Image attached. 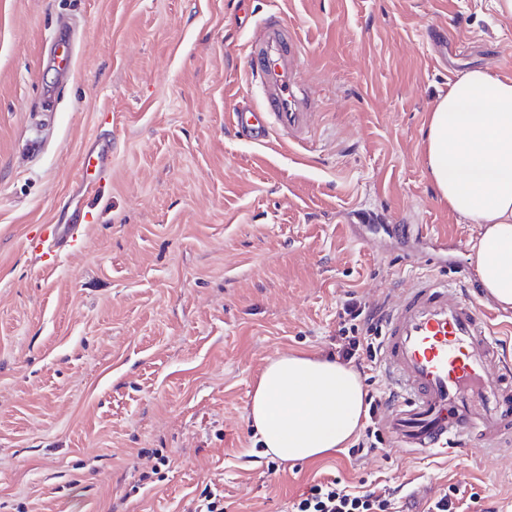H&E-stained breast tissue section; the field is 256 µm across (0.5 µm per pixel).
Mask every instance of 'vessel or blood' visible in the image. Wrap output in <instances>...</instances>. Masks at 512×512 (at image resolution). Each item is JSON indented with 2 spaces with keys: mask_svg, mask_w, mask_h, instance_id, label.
<instances>
[{
  "mask_svg": "<svg viewBox=\"0 0 512 512\" xmlns=\"http://www.w3.org/2000/svg\"><path fill=\"white\" fill-rule=\"evenodd\" d=\"M303 67L297 31L281 11L270 10L246 46L247 72L262 106L233 109L229 125L261 143L275 129L285 143L303 145L314 121ZM110 163L105 145L84 159L85 169L99 177ZM82 237V225L48 224L29 246L51 260L56 246H75ZM386 313L383 361L398 393L385 418L390 441L426 456L468 454L474 438L493 453L512 443V369L501 364L493 328L473 290L421 278Z\"/></svg>",
  "mask_w": 512,
  "mask_h": 512,
  "instance_id": "b4317fda",
  "label": "vessel or blood"
}]
</instances>
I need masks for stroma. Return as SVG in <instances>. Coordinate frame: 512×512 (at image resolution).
Instances as JSON below:
<instances>
[{"instance_id":"1","label":"stroma","mask_w":512,"mask_h":512,"mask_svg":"<svg viewBox=\"0 0 512 512\" xmlns=\"http://www.w3.org/2000/svg\"><path fill=\"white\" fill-rule=\"evenodd\" d=\"M274 8L316 112L291 150L226 122L259 102L245 49ZM476 68L512 77L493 0H0V512H194L210 485L224 512H287L327 477L512 512L511 456L282 462L248 414L271 359L330 354L348 294L474 279L476 227L439 201L423 134ZM98 139L112 166L91 199ZM81 208L83 248L47 265L29 237Z\"/></svg>"}]
</instances>
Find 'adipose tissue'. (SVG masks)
<instances>
[{"label": "adipose tissue", "instance_id": "ef3b65f1", "mask_svg": "<svg viewBox=\"0 0 512 512\" xmlns=\"http://www.w3.org/2000/svg\"><path fill=\"white\" fill-rule=\"evenodd\" d=\"M425 151L440 201L480 228L469 258L481 287L512 309V77L473 69L451 82L427 118ZM364 413L358 374L332 356L270 360L250 405L266 453L286 462L341 447Z\"/></svg>", "mask_w": 512, "mask_h": 512}]
</instances>
